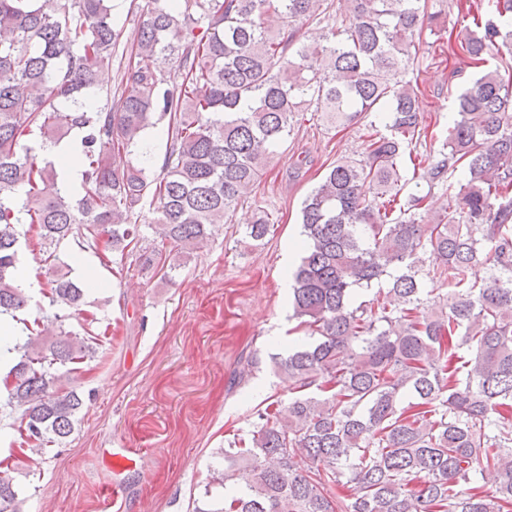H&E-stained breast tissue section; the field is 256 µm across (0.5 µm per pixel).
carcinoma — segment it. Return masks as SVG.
<instances>
[{"label":"carcinoma","instance_id":"cac0c4a2","mask_svg":"<svg viewBox=\"0 0 512 512\" xmlns=\"http://www.w3.org/2000/svg\"><path fill=\"white\" fill-rule=\"evenodd\" d=\"M111 2L48 12L0 0V316L28 305L15 278L24 225L55 272L52 302L78 311L84 289L52 250L61 240L132 251L149 196L171 249L143 251L140 266L176 270L251 197L296 116L312 108L344 129L373 114L363 158L328 167L303 201L290 299L315 341L273 358L288 404L257 410L249 437L227 442L216 480L247 478L196 512H512V0L483 12L455 0L475 25L460 47L481 73L457 97L448 137L414 165L441 190L434 224L419 220L428 195L398 200L399 158L428 137L418 87L404 79L428 0H350L348 21L321 36L295 23L321 15L324 0H145L120 95L102 111L90 95L122 36ZM159 55L173 73L154 69ZM164 119L158 175L121 160ZM75 130L86 164L73 196L49 150ZM271 224L259 211L247 237L264 240ZM475 265L487 269L481 283L469 279ZM385 276L387 288L361 299ZM433 278L448 285L441 299L426 288ZM40 335L15 347L3 386L45 446L71 433L83 406L62 368L94 350L68 332L46 347ZM17 503L0 470V512Z\"/></svg>","mask_w":512,"mask_h":512}]
</instances>
